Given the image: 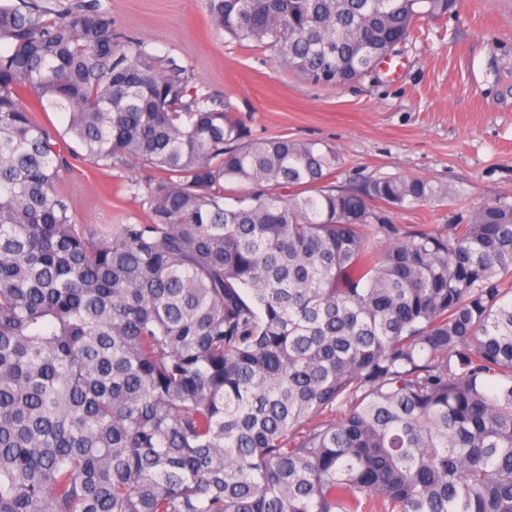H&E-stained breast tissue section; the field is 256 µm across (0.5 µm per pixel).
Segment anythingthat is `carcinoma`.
Listing matches in <instances>:
<instances>
[{"label": "carcinoma", "instance_id": "cac0c4a2", "mask_svg": "<svg viewBox=\"0 0 512 512\" xmlns=\"http://www.w3.org/2000/svg\"><path fill=\"white\" fill-rule=\"evenodd\" d=\"M456 7L207 0L327 88ZM78 154L162 172L146 220L76 223ZM341 167L96 3L0 0V512H512V202L407 229L455 193ZM457 207L446 203H433L418 207H408L394 212V224L412 227L414 224H424L426 227L445 230L446 224L456 223Z\"/></svg>", "mask_w": 512, "mask_h": 512}]
</instances>
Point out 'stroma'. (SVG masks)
<instances>
[{
  "mask_svg": "<svg viewBox=\"0 0 512 512\" xmlns=\"http://www.w3.org/2000/svg\"><path fill=\"white\" fill-rule=\"evenodd\" d=\"M160 56L190 65L200 93L224 97L256 138L316 140L343 159L341 181L373 174L424 178L468 203L512 201V0H459L402 46L401 68L360 82L315 86L272 51L233 41L209 22L206 0H98ZM156 172L70 161L63 187L81 224L144 220ZM458 210L443 203L395 211V224L442 230Z\"/></svg>",
  "mask_w": 512,
  "mask_h": 512,
  "instance_id": "stroma-1",
  "label": "stroma"
}]
</instances>
